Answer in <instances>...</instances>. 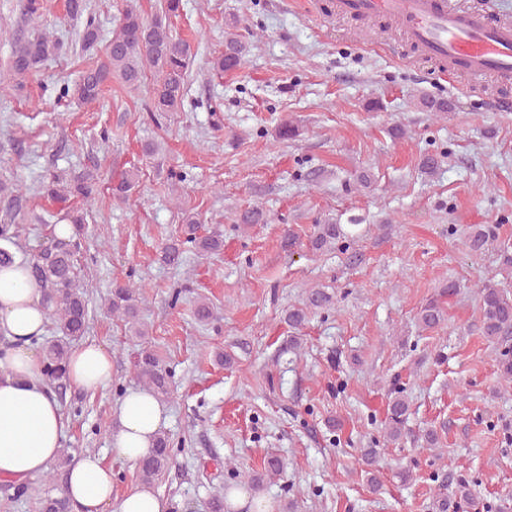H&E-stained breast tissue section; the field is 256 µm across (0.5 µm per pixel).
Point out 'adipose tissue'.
<instances>
[{
  "label": "adipose tissue",
  "instance_id": "obj_1",
  "mask_svg": "<svg viewBox=\"0 0 512 512\" xmlns=\"http://www.w3.org/2000/svg\"><path fill=\"white\" fill-rule=\"evenodd\" d=\"M48 312L42 291L20 269L0 270V327L11 347L0 352V480L22 483L44 473L62 447L67 422L43 373L41 336ZM69 380L80 391L94 393L112 381V353L86 341L69 354ZM112 447L121 458L146 457L163 421V407L144 390L129 392L117 410ZM73 512H167L166 502L150 490L135 487L112 496V470L94 454L77 460L62 491Z\"/></svg>",
  "mask_w": 512,
  "mask_h": 512
}]
</instances>
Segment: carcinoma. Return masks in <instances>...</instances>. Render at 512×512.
<instances>
[{
	"label": "carcinoma",
	"instance_id": "carcinoma-1",
	"mask_svg": "<svg viewBox=\"0 0 512 512\" xmlns=\"http://www.w3.org/2000/svg\"><path fill=\"white\" fill-rule=\"evenodd\" d=\"M183 9L182 0H164L161 12L150 21L144 20L133 5H129L119 18L118 26L112 31L105 59L84 70L73 86L60 90L61 97H70L83 103L96 101L104 84L117 78L123 85L137 87L144 80H152L151 105L155 112H176L181 108L185 92V76L192 54L189 41L173 33L172 19ZM67 14L72 17L86 16L81 32L82 45L94 47L100 39L96 18L87 14L86 0H66ZM22 11L27 21L37 24L44 15V0H23ZM64 43L40 32L20 33L14 45L9 62L10 84L13 90L21 92L27 80L36 75L50 59L63 53ZM246 52V44L240 35L229 33L224 39V52L216 56L212 69L218 73L232 72L239 68ZM139 181V169L122 175L112 194L126 198ZM43 194L60 203L78 202L86 204L100 194L99 185L90 173L67 178L53 175L43 184ZM25 197L23 188L17 184L0 181V199L8 202L6 219L0 220V268L15 267L16 257L11 246L16 244L22 231L16 223L22 211L21 202ZM73 233L67 239L58 241L52 248H32L23 270L43 291L48 308V317L55 323L60 335L44 342L34 341L43 350L44 372L50 387L61 397L67 394L69 379L67 360L70 344L84 336L87 328L88 307L84 293L77 283L76 262L80 251L81 219L71 218ZM185 238H174L162 250V259L175 265L181 261L184 247L192 245L202 254L219 252L224 240L219 235L198 234L199 220L188 213L183 218ZM342 228L338 224H318L312 239L317 250H325L340 237ZM492 229L479 226L466 242L471 252L483 250L492 240ZM482 312L483 335L495 340L512 334V298L494 286H485L478 291ZM332 303V297L320 288L306 292L302 306L288 311L287 321L291 326H300L307 313L325 309ZM109 312L130 325L131 332L144 336L137 327L139 300L136 289L129 285H118L112 289L108 304ZM444 321V308L436 299L429 300L418 312L422 329L430 330ZM137 376L147 390L156 398L164 400L171 394V373L160 364L158 355L151 349L142 348L136 364ZM409 404L395 397L387 406L388 438L396 440L404 431L408 418ZM174 462L170 439L161 432L155 437L151 453L138 462L139 479L143 486L153 487ZM283 469L281 460L269 456L264 461L263 472L249 476L250 491L263 486L265 479H272ZM46 481L36 486L29 484L17 489L20 496L36 500L38 512H66L68 504L52 496L44 488ZM233 487L227 486L209 498L208 512H225L226 499ZM471 500V493L463 482L457 484L450 494L439 491L432 500L433 512H458L462 504Z\"/></svg>",
	"mask_w": 512,
	"mask_h": 512
}]
</instances>
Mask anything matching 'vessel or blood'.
<instances>
[{
	"mask_svg": "<svg viewBox=\"0 0 512 512\" xmlns=\"http://www.w3.org/2000/svg\"><path fill=\"white\" fill-rule=\"evenodd\" d=\"M341 16L396 20L407 40L448 74L465 69L474 79H512V19L454 0H336Z\"/></svg>",
	"mask_w": 512,
	"mask_h": 512,
	"instance_id": "vessel-or-blood-1",
	"label": "vessel or blood"
}]
</instances>
